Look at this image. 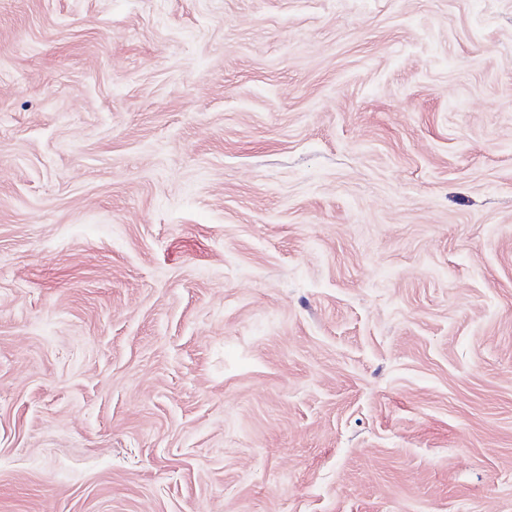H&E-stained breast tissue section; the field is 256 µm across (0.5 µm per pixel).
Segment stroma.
<instances>
[{
  "label": "stroma",
  "mask_w": 512,
  "mask_h": 512,
  "mask_svg": "<svg viewBox=\"0 0 512 512\" xmlns=\"http://www.w3.org/2000/svg\"><path fill=\"white\" fill-rule=\"evenodd\" d=\"M0 512H512V0H0Z\"/></svg>",
  "instance_id": "obj_1"
}]
</instances>
